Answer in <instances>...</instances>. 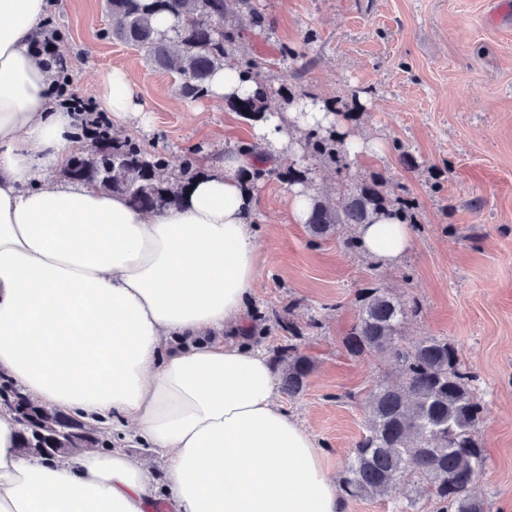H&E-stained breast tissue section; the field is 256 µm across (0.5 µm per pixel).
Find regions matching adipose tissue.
I'll use <instances>...</instances> for the list:
<instances>
[{"mask_svg": "<svg viewBox=\"0 0 512 512\" xmlns=\"http://www.w3.org/2000/svg\"><path fill=\"white\" fill-rule=\"evenodd\" d=\"M46 9L0 0V373L92 425L118 416L172 461L162 496L150 460L121 448L27 459L0 408V512H342L316 438L280 403L268 357L244 345L258 261L246 159L211 162L179 204L151 216L57 179L78 119L36 49ZM99 103L118 125L145 110L118 68ZM305 106L258 119L269 156L286 151L289 124H338L323 103ZM357 235L386 263L412 242L392 218Z\"/></svg>", "mask_w": 512, "mask_h": 512, "instance_id": "obj_1", "label": "adipose tissue"}]
</instances>
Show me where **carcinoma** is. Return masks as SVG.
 I'll return each instance as SVG.
<instances>
[{
	"label": "carcinoma",
	"instance_id": "1",
	"mask_svg": "<svg viewBox=\"0 0 512 512\" xmlns=\"http://www.w3.org/2000/svg\"><path fill=\"white\" fill-rule=\"evenodd\" d=\"M105 10L117 40L181 77L179 92L185 99L209 95L213 74L234 62L248 74L256 91L234 98L229 105L253 121L271 111L265 61L233 54L241 32L228 14L226 0H105ZM162 14L177 20L170 35L159 33L153 24V18ZM302 149L342 177V205L333 210L319 199H310L306 224L312 237H334L345 250L355 253L360 251L359 225L371 224L383 213L412 223L413 203L391 199L380 180L351 182V146L336 134L335 127L308 129ZM234 151L250 161L241 171L249 188L274 174L291 185L306 179L308 170L292 163L285 162L277 170L268 167L256 144L238 145ZM196 155L190 150L172 166L163 154L135 137L108 132L72 154L64 174L74 182L120 194L138 210L156 213L178 203L202 175ZM355 302L358 316L347 338L349 351L384 357L399 383L385 377L370 390L366 402L370 422L345 467L344 493L371 500L390 498L401 478L409 475L413 480L405 486L397 512H419L425 498L435 499L439 512H491L487 500L470 492L475 474L486 462L479 438L484 407L459 350L439 337L404 343L402 325L417 308L378 288L357 289ZM275 358L282 367L284 393L299 395L313 369L312 361L291 342L277 347ZM0 402L16 413L18 453L23 457L41 458L38 448L48 439L59 449V458L105 444L98 428L34 404L1 377Z\"/></svg>",
	"mask_w": 512,
	"mask_h": 512
}]
</instances>
